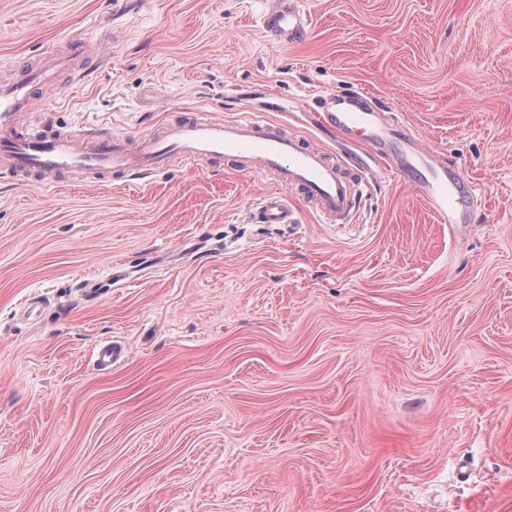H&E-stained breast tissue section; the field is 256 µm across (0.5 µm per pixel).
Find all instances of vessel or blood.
<instances>
[{"label": "vessel or blood", "mask_w": 512, "mask_h": 512, "mask_svg": "<svg viewBox=\"0 0 512 512\" xmlns=\"http://www.w3.org/2000/svg\"><path fill=\"white\" fill-rule=\"evenodd\" d=\"M260 24L271 41L293 44L309 33L310 13L305 0H272ZM78 58L93 67L102 64L105 52L77 39L67 54L44 51L0 83L1 181L34 176L51 188L69 175L91 181L115 176L140 179L177 163L221 158L272 177L280 185V193L260 203L262 223H294V212L286 201L291 194L311 205L323 223L348 224L361 200L364 178L355 157H334L323 144L322 135L329 134L342 144L365 147L390 159L399 179L418 192L438 223L452 228L469 223L478 201L476 183L441 167L435 151L361 91L318 97L309 114L315 130L310 137L288 122H271L256 112L223 120L199 111L167 124L162 135L136 140L93 126L50 134L24 127L23 113L32 111L40 94L55 85L71 60ZM125 356L123 346L113 341L98 348L96 365L105 370Z\"/></svg>", "instance_id": "1"}]
</instances>
